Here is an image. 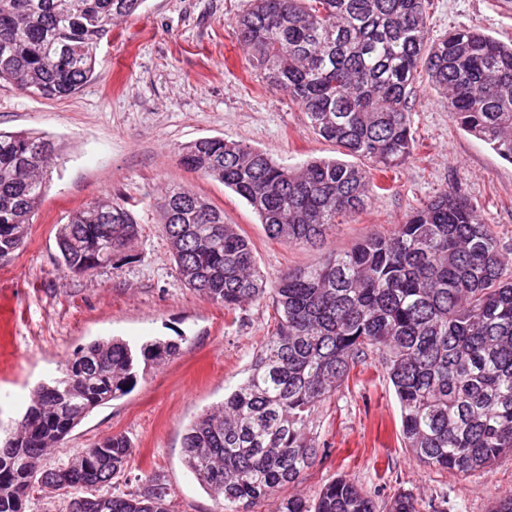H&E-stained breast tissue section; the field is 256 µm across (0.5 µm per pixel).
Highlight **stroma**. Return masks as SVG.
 <instances>
[{
    "label": "stroma",
    "mask_w": 512,
    "mask_h": 512,
    "mask_svg": "<svg viewBox=\"0 0 512 512\" xmlns=\"http://www.w3.org/2000/svg\"><path fill=\"white\" fill-rule=\"evenodd\" d=\"M248 6L249 0H144L101 41L92 79L74 94L46 99L0 83V130L40 132L62 147L24 244L0 261V423L21 419L35 387L58 376L95 339L179 342L176 356L140 365L130 393L92 410L41 462L56 467L94 442L124 434L133 453L112 491L160 476L173 512H219L184 462L183 437L240 381L274 314L263 303L224 311L181 281L154 206L169 184L223 208L225 223L251 240L259 269L271 278L370 235L392 233L407 214L450 188L469 199L512 258V163L457 126L424 77L410 115L412 156L382 178V191L336 225L325 244L268 238L242 198L182 166L179 148L204 137L243 142L286 166L338 154L335 143L312 132L285 90L256 75L232 27ZM427 12L434 40L462 27L512 40V0H430ZM109 194L125 198L140 219L131 260L116 272H65L56 262L57 225ZM400 420L377 356L367 357L316 410L310 429L319 456L295 493L315 498L345 476L381 507L397 492L411 493L418 512H490L512 493V455L488 470L439 471L404 447Z\"/></svg>",
    "instance_id": "1"
}]
</instances>
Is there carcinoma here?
Wrapping results in <instances>:
<instances>
[{
    "mask_svg": "<svg viewBox=\"0 0 512 512\" xmlns=\"http://www.w3.org/2000/svg\"><path fill=\"white\" fill-rule=\"evenodd\" d=\"M144 0H0V81L62 98L93 77L112 25ZM237 39L267 84L288 90L309 127L342 154L386 172L413 153L414 82L425 72L465 131L512 162V43L475 28L429 42L425 0H254L233 21ZM59 147L46 135L0 130V260L24 244ZM180 163L244 199L267 236L290 245L327 240L339 218L362 211L373 174L342 159L297 168L222 137L178 151ZM176 272L230 312L271 300L276 324L224 402L198 416L183 438L185 462L224 512H249L302 480L319 448L312 414L379 355L400 405L401 438L415 458L467 474L512 455V276L500 242L457 189L411 212L391 235L275 278L257 267L251 242L224 210L179 186L158 199ZM140 223L118 197H104L57 225L59 265L86 275L118 270ZM180 344L155 339L132 349L95 340L61 377L34 391L0 445V512H24L51 487L60 512H171L157 475L136 490L99 493L132 454L123 434L67 463L39 460L96 407L129 393L143 361L161 364ZM278 512H378L361 486L339 477L313 500L280 499ZM387 512H418L398 493Z\"/></svg>",
    "mask_w": 512,
    "mask_h": 512,
    "instance_id": "carcinoma-1",
    "label": "carcinoma"
}]
</instances>
